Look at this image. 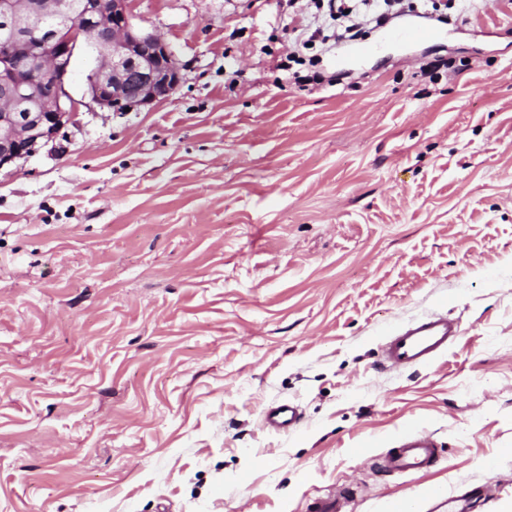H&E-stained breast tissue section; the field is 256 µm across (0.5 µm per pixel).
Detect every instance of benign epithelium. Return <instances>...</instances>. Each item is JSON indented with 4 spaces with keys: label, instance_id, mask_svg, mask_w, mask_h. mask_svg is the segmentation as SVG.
Wrapping results in <instances>:
<instances>
[{
    "label": "benign epithelium",
    "instance_id": "benign-epithelium-1",
    "mask_svg": "<svg viewBox=\"0 0 512 512\" xmlns=\"http://www.w3.org/2000/svg\"><path fill=\"white\" fill-rule=\"evenodd\" d=\"M0 170L55 150L76 116L72 62L92 44V102L113 112L148 106L181 82L155 33L136 27L131 0H0Z\"/></svg>",
    "mask_w": 512,
    "mask_h": 512
}]
</instances>
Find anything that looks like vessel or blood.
I'll return each instance as SVG.
<instances>
[{
    "mask_svg": "<svg viewBox=\"0 0 512 512\" xmlns=\"http://www.w3.org/2000/svg\"><path fill=\"white\" fill-rule=\"evenodd\" d=\"M460 334L459 325L447 315L429 312L408 323L391 336L382 348L385 368H412L430 364L444 355ZM300 419L296 405L280 403L264 413L266 426L276 432L293 428ZM437 441L432 432L419 429L404 436L397 448L389 450L378 465L385 473H409L430 468L437 460ZM347 492L327 493L310 504V512H342Z\"/></svg>",
    "mask_w": 512,
    "mask_h": 512,
    "instance_id": "obj_1",
    "label": "vessel or blood"
}]
</instances>
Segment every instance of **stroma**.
Returning a JSON list of instances; mask_svg holds the SVG:
<instances>
[{
    "label": "stroma",
    "instance_id": "stroma-1",
    "mask_svg": "<svg viewBox=\"0 0 512 512\" xmlns=\"http://www.w3.org/2000/svg\"><path fill=\"white\" fill-rule=\"evenodd\" d=\"M308 7L134 0L179 86L110 111L81 53L56 153L0 172V512H512V0L281 70ZM431 311L448 352L380 368ZM419 427L436 464L377 472ZM300 419L298 407L292 403H280L269 407L264 413L266 426L276 432H288ZM349 499L346 491L326 493L313 500L309 505V512H342L343 503Z\"/></svg>",
    "mask_w": 512,
    "mask_h": 512
}]
</instances>
